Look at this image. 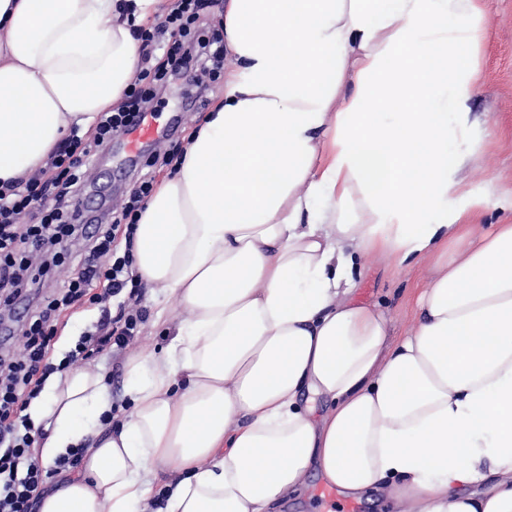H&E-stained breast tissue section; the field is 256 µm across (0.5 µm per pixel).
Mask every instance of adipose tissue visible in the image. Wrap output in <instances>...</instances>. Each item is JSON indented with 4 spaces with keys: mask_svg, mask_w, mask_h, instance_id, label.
Returning <instances> with one entry per match:
<instances>
[{
    "mask_svg": "<svg viewBox=\"0 0 512 512\" xmlns=\"http://www.w3.org/2000/svg\"><path fill=\"white\" fill-rule=\"evenodd\" d=\"M165 0H0V182L47 168L135 79ZM486 0H224V98L145 204L132 272L186 316L27 408L36 512H279L310 472L398 512H512V193L471 119ZM430 262L414 329L359 302L363 254Z\"/></svg>",
    "mask_w": 512,
    "mask_h": 512,
    "instance_id": "adipose-tissue-1",
    "label": "adipose tissue"
}]
</instances>
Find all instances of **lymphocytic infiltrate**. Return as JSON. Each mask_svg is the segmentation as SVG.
<instances>
[{"label":"lymphocytic infiltrate","mask_w":512,"mask_h":512,"mask_svg":"<svg viewBox=\"0 0 512 512\" xmlns=\"http://www.w3.org/2000/svg\"><path fill=\"white\" fill-rule=\"evenodd\" d=\"M196 3L176 0L162 21L141 31L140 59L159 77L181 74L194 80L223 68L224 41L206 35ZM170 34L187 39L188 46L182 55L159 59L157 52ZM149 98L147 90L130 87L118 110L103 113L92 132L71 133L52 158L49 177L0 185V307H10L29 286L30 268H37L42 277L65 266L72 269L62 287L21 327L20 351L0 356V512H32L34 492L78 458L72 452L53 466H43L33 452L37 430L24 413L26 406L60 366L87 360L112 345L125 346L144 319L142 310H119L111 331L81 337L61 364L50 360L53 323L64 309L90 303L106 310L121 293L134 301L141 296L131 272L132 254L118 252L117 240L133 242L153 177L140 178L121 213L108 224L90 225L80 194L93 157L141 118ZM83 234L88 240L79 259L59 252L60 244Z\"/></svg>","instance_id":"f902f5d3"}]
</instances>
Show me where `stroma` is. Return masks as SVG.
I'll return each instance as SVG.
<instances>
[{"mask_svg": "<svg viewBox=\"0 0 512 512\" xmlns=\"http://www.w3.org/2000/svg\"><path fill=\"white\" fill-rule=\"evenodd\" d=\"M481 78L471 101V117L492 130L490 139L480 148L482 171L496 177L504 189L512 188V0H491V19L485 26L478 48ZM142 87L151 91L149 104L157 124H166L173 116H180L181 124L173 140L187 144L195 127L207 112L220 102L224 94L223 80H216L212 93L205 101L182 112L180 83L144 78ZM155 145H145L139 163L128 160L129 150L120 141H113L110 149L97 157L93 177L84 189L85 196L100 205L98 216L107 219L113 207L128 198L139 179L143 164L155 153ZM430 273L428 263L408 267L396 266L387 260L363 257L354 271L357 280L358 301L383 307L390 319L389 340L400 341L413 326L416 318V297ZM146 312L144 323L125 349L108 348L84 361L87 369L102 371L112 390V417L121 419L129 410L124 395V360L129 353L140 350L162 352L171 336L165 328L154 326L153 317L158 303L151 292H143L139 303ZM101 320L99 306L86 304L66 311L59 319L51 355L61 360L65 351L62 339L77 343L80 336L97 333Z\"/></svg>", "mask_w": 512, "mask_h": 512, "instance_id": "1", "label": "stroma"}]
</instances>
